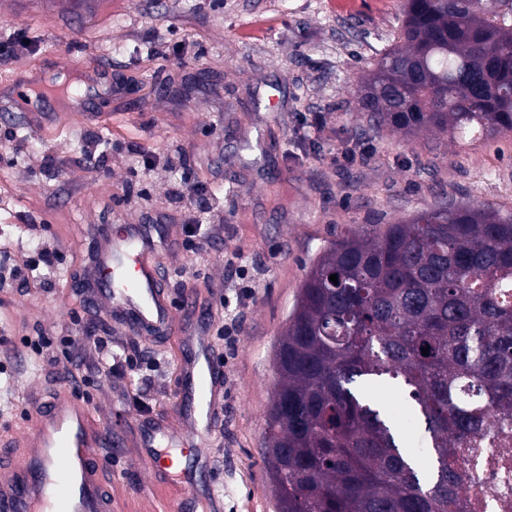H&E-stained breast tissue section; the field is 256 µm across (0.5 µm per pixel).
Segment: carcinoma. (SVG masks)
I'll list each match as a JSON object with an SVG mask.
<instances>
[{
	"label": "carcinoma",
	"instance_id": "cac0c4a2",
	"mask_svg": "<svg viewBox=\"0 0 512 512\" xmlns=\"http://www.w3.org/2000/svg\"><path fill=\"white\" fill-rule=\"evenodd\" d=\"M401 15L360 81L369 124L511 133L512 0H404ZM511 291L512 210L452 203L332 241L276 352L263 461L279 512H455L454 449L512 416ZM363 379L400 390L428 467Z\"/></svg>",
	"mask_w": 512,
	"mask_h": 512
}]
</instances>
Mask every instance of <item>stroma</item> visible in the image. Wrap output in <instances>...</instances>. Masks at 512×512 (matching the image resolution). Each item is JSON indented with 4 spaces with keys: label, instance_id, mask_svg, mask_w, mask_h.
<instances>
[{
    "label": "stroma",
    "instance_id": "obj_1",
    "mask_svg": "<svg viewBox=\"0 0 512 512\" xmlns=\"http://www.w3.org/2000/svg\"><path fill=\"white\" fill-rule=\"evenodd\" d=\"M401 4L0 0V40L21 30L30 41L0 61V229L12 232L0 267L56 254L43 285L0 290V455L29 429L27 392L70 382L128 442L106 461L116 512H171L180 490L151 482L133 440L142 414L177 418L179 338L145 337L66 294L79 278L69 225L164 224L178 243L161 260L167 290L205 310L224 365L206 454L181 459L197 512H277L262 459L275 346L321 251L348 228L451 201L512 208V134L407 136L360 114L358 78L392 45ZM185 174L220 227L195 253L183 245ZM238 253L263 274L228 353ZM41 336L42 353L22 344ZM102 341L125 359L111 382L98 376Z\"/></svg>",
    "mask_w": 512,
    "mask_h": 512
}]
</instances>
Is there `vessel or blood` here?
Returning a JSON list of instances; mask_svg holds the SVG:
<instances>
[{"label": "vessel or blood", "mask_w": 512, "mask_h": 512, "mask_svg": "<svg viewBox=\"0 0 512 512\" xmlns=\"http://www.w3.org/2000/svg\"><path fill=\"white\" fill-rule=\"evenodd\" d=\"M99 238L90 264L91 300L124 316L145 336L186 337L190 354L180 364L179 379L182 425L144 418L137 445L153 482L183 488L176 512H195L192 476L173 470L169 452L186 449L204 456L200 438L223 407V368L212 354L205 321L189 331L179 319V308L195 309L192 296L175 307L163 285L158 256L172 248L167 226L103 224ZM29 416L31 428L17 457L0 459V512H112L102 457L112 445L111 428L67 386L47 400L34 396Z\"/></svg>", "instance_id": "vessel-or-blood-1"}]
</instances>
